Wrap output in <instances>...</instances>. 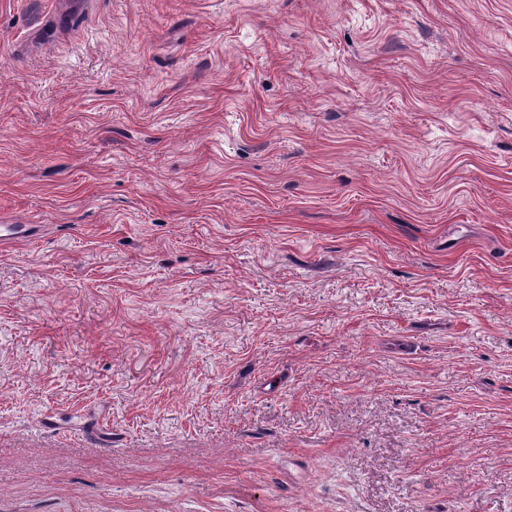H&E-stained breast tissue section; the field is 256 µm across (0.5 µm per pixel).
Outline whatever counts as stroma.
I'll return each mask as SVG.
<instances>
[{"mask_svg": "<svg viewBox=\"0 0 512 512\" xmlns=\"http://www.w3.org/2000/svg\"><path fill=\"white\" fill-rule=\"evenodd\" d=\"M0 512H512V0H0Z\"/></svg>", "mask_w": 512, "mask_h": 512, "instance_id": "stroma-1", "label": "stroma"}]
</instances>
